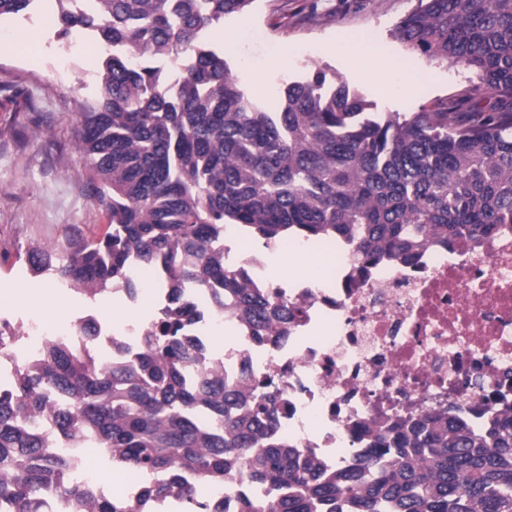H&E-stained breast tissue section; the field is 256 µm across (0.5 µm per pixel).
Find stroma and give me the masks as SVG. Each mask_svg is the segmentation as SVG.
Segmentation results:
<instances>
[{
  "instance_id": "35a3bbf8",
  "label": "stroma",
  "mask_w": 512,
  "mask_h": 512,
  "mask_svg": "<svg viewBox=\"0 0 512 512\" xmlns=\"http://www.w3.org/2000/svg\"><path fill=\"white\" fill-rule=\"evenodd\" d=\"M415 0H259L251 16L229 18L235 39L227 51L241 87L273 104L276 88L316 68L336 74L358 91L373 112H415L438 98L473 90L474 74L408 51L391 35ZM375 40L381 54L398 59L402 74L377 78L353 58L338 55L339 40L353 34ZM88 45L68 51L53 29L31 19L0 32V318L17 331L14 348L27 349L26 315L41 299L58 302L49 323L73 316L53 275L31 276L23 252L30 243L61 246L74 233L96 236L107 220L92 198L76 149L80 107L98 89L96 57ZM424 80L415 92L404 75Z\"/></svg>"
}]
</instances>
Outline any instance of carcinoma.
<instances>
[{
	"instance_id": "carcinoma-1",
	"label": "carcinoma",
	"mask_w": 512,
	"mask_h": 512,
	"mask_svg": "<svg viewBox=\"0 0 512 512\" xmlns=\"http://www.w3.org/2000/svg\"><path fill=\"white\" fill-rule=\"evenodd\" d=\"M257 0H54L59 40L87 32L105 48L95 98L81 106L78 150L108 224L94 239L31 244L29 271L54 270L88 301L121 285L130 264L154 269L168 304L137 352L103 363L88 348L50 341L38 360L0 352L15 378L0 392V512H151L174 491L186 512H223L198 485L246 486L243 512H512V412L474 430L453 416L366 427L374 447L324 470L272 439V395L224 382L184 289L229 297L264 341L299 310L224 268L217 242L243 224L266 243L288 236L349 240L373 262L406 258L429 240L489 234L512 224V0H416L393 37L430 61L462 65L468 92L417 112L368 111L322 69L288 82L269 112L239 87L212 32ZM35 0H0V19ZM97 448L149 477L140 506L99 499L74 480V454ZM269 487L289 489L271 504Z\"/></svg>"
}]
</instances>
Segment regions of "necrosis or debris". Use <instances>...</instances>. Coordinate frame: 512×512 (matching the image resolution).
<instances>
[{
  "mask_svg": "<svg viewBox=\"0 0 512 512\" xmlns=\"http://www.w3.org/2000/svg\"><path fill=\"white\" fill-rule=\"evenodd\" d=\"M245 235L224 236V265L299 309L288 333L257 341L232 302L212 307L188 289L205 335L222 333L211 362L225 382L270 389L275 435L327 469L357 459L368 422L426 414L469 420L512 410V226L487 236L430 245L410 260L365 263L354 247L331 244V271L301 280L273 275L266 250H244ZM28 351L81 341L79 321L50 325L30 314ZM146 327L99 325L97 352L135 349Z\"/></svg>",
  "mask_w": 512,
  "mask_h": 512,
  "instance_id": "1",
  "label": "necrosis or debris"
}]
</instances>
